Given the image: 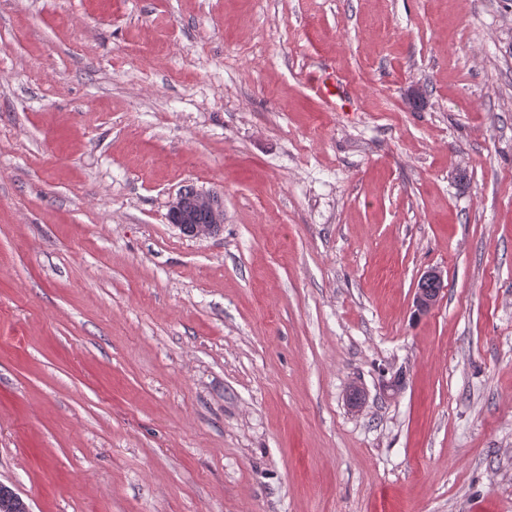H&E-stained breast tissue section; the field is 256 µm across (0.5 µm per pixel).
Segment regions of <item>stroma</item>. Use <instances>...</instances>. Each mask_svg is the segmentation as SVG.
<instances>
[{"instance_id": "obj_1", "label": "stroma", "mask_w": 512, "mask_h": 512, "mask_svg": "<svg viewBox=\"0 0 512 512\" xmlns=\"http://www.w3.org/2000/svg\"><path fill=\"white\" fill-rule=\"evenodd\" d=\"M0 483L512 512V0H0ZM213 195V191L202 190H196L190 196H184L179 193L170 204V213L176 218V224L173 225L180 229L183 224H186L187 226L182 232L191 237L196 214L210 209Z\"/></svg>"}]
</instances>
